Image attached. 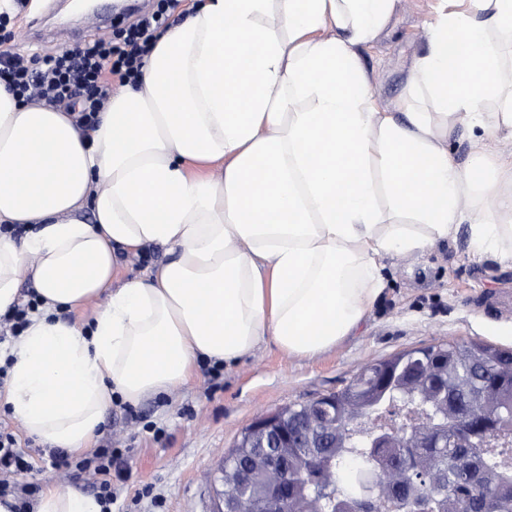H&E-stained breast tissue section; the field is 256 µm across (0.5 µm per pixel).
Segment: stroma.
<instances>
[{
	"mask_svg": "<svg viewBox=\"0 0 512 512\" xmlns=\"http://www.w3.org/2000/svg\"><path fill=\"white\" fill-rule=\"evenodd\" d=\"M439 0H397L386 28L362 56L375 99L394 107L422 53ZM68 0H35L7 21L4 46L27 60L85 40L84 15ZM383 289L358 330L314 356L285 353L264 339L249 355L222 364L198 360L190 382L131 405L114 399L103 426L123 451V478L112 512H214L217 463L259 414L343 389L367 365L394 354L448 341L512 348V264L475 255L467 225L454 238L422 251L383 257ZM0 425L16 436L29 470L21 483H76L96 496L92 481L71 480L46 467L43 444L28 436L9 409Z\"/></svg>",
	"mask_w": 512,
	"mask_h": 512,
	"instance_id": "obj_1",
	"label": "stroma"
}]
</instances>
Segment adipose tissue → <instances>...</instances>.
Here are the masks:
<instances>
[{
	"instance_id": "adipose-tissue-1",
	"label": "adipose tissue",
	"mask_w": 512,
	"mask_h": 512,
	"mask_svg": "<svg viewBox=\"0 0 512 512\" xmlns=\"http://www.w3.org/2000/svg\"><path fill=\"white\" fill-rule=\"evenodd\" d=\"M396 0H201L157 36L136 83L95 128L0 82V315L29 278L40 304L0 357L28 435L90 451L114 397L185 384L265 338L312 356L364 320L380 259L454 235L476 199V253L512 263V158L461 168L456 128L512 137L502 44L512 0H451L397 111L369 90L361 50ZM428 93L432 111L416 104ZM172 258L115 284L119 253ZM90 322L64 313L99 296ZM37 512H102L44 486Z\"/></svg>"
}]
</instances>
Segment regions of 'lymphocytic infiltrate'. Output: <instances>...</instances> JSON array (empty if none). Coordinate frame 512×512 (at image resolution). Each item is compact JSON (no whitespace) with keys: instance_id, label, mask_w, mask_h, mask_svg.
Masks as SVG:
<instances>
[{"instance_id":"lymphocytic-infiltrate-1","label":"lymphocytic infiltrate","mask_w":512,"mask_h":512,"mask_svg":"<svg viewBox=\"0 0 512 512\" xmlns=\"http://www.w3.org/2000/svg\"><path fill=\"white\" fill-rule=\"evenodd\" d=\"M178 0H160L153 13L141 15L118 35L100 33L72 48L44 57L39 66L25 64L23 58L9 50L0 51V79L8 82L17 98L29 102L44 100L76 114L85 127L94 126L112 92L113 83L136 79L144 58L153 48L154 34L165 25L167 9L176 7ZM120 449L104 445L80 459L66 453L49 454L52 467H63L74 476H90L98 490L104 508H111L112 464ZM27 461L16 449V439L0 430V496H14L15 512H28L34 489L16 482L18 473L26 470Z\"/></svg>"}]
</instances>
